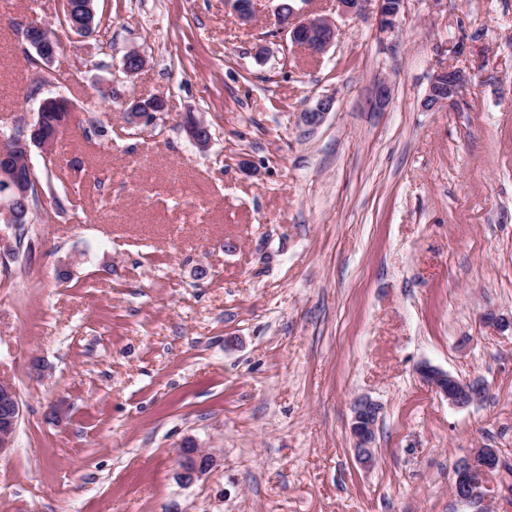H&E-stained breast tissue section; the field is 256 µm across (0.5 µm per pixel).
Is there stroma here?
<instances>
[{"label":"stroma","mask_w":512,"mask_h":512,"mask_svg":"<svg viewBox=\"0 0 512 512\" xmlns=\"http://www.w3.org/2000/svg\"><path fill=\"white\" fill-rule=\"evenodd\" d=\"M278 2L246 24L226 0H95L96 32L59 28L38 70L12 25L56 24L60 0H0V132L44 97L75 105L0 257V379L23 408L0 512H475L450 485L481 445L502 460L489 512H512V328L491 324L512 321V0H406L391 33L373 0H309L338 30L317 59ZM448 67L469 84L426 110ZM155 95L164 114L126 127L124 101ZM423 363L486 399L449 405ZM360 396L381 406L369 470ZM188 439L218 463L185 485ZM448 96H440L438 88V77L444 72V69L437 71L431 78L427 93L424 97L423 105L429 110L441 108L447 104L453 103L460 90L468 82V76L460 69H448ZM184 128L188 134L190 141L198 148L206 149L211 141L210 137H206L204 132H208V126L203 120L200 121L194 115H188L183 122ZM351 423V435L355 442V455L358 462L367 469L376 463L374 452V421L378 419L380 408L378 404L367 397L358 399L354 404Z\"/></svg>","instance_id":"stroma-1"}]
</instances>
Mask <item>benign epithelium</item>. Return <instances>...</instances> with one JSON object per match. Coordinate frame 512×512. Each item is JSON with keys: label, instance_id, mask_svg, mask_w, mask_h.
Masks as SVG:
<instances>
[{"label": "benign epithelium", "instance_id": "benign-epithelium-1", "mask_svg": "<svg viewBox=\"0 0 512 512\" xmlns=\"http://www.w3.org/2000/svg\"><path fill=\"white\" fill-rule=\"evenodd\" d=\"M379 23L383 29H391L394 20L404 5V0H375ZM277 13L279 29L290 35L291 42L300 46L296 37L297 31L305 34L307 50L313 55L324 54L336 40V26L327 18H312L302 8L292 7L287 16ZM16 32L25 49L34 51L45 64L52 63L57 55L59 39L44 23L23 22L17 25ZM146 65V57L132 49L128 58L124 59V72L134 75ZM435 73L424 97L423 105L429 110L441 108L455 101L460 90L468 82V76L460 69L448 70V96L439 94L438 77ZM332 98H326L315 107L303 114V120L308 125L320 123L324 115L332 107ZM163 97L157 96L152 100L134 99L125 108L127 125L138 127L148 126L156 119V114L165 109ZM190 141L198 148L206 149L211 138L205 135L208 131L206 122L188 115L183 122ZM55 135L46 134L39 124H27L18 127L10 137L0 140V174L9 180L15 197L0 203V222L17 227L29 210L30 190L34 183L33 166H28V179H23L16 165L15 157L20 151L25 157H30L36 149L42 157L49 160L55 153ZM417 374L436 394L455 407H469L480 402L485 389V383L479 379L461 381L450 373L424 363L417 367ZM0 406L4 414L0 416V456L13 447L18 422L21 416L19 394L15 387L5 381H0ZM380 408L378 404L367 397L358 399L354 404V414L351 423V435L355 442V455L358 462L370 469L376 463L373 451L374 421L378 419ZM176 463L179 479L187 484L193 483L205 476L217 464L216 456L194 446V441L188 440L178 450ZM500 454L496 448H476L457 466L454 477L453 494L463 502L479 507V512H486L487 486L486 478L489 473L499 468Z\"/></svg>", "mask_w": 512, "mask_h": 512}]
</instances>
